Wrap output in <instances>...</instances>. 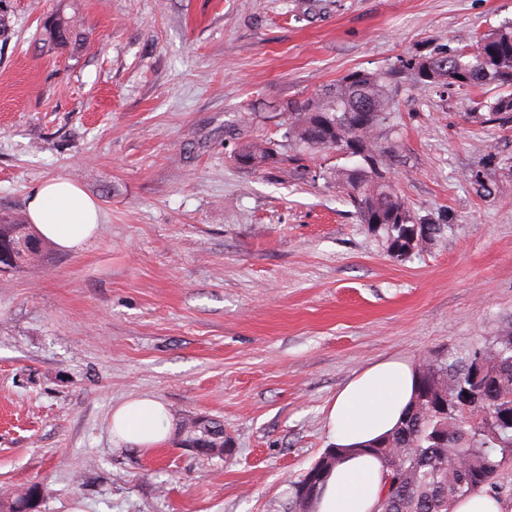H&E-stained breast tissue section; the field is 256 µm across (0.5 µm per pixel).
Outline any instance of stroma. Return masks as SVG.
<instances>
[{"instance_id": "35a3bbf8", "label": "stroma", "mask_w": 512, "mask_h": 512, "mask_svg": "<svg viewBox=\"0 0 512 512\" xmlns=\"http://www.w3.org/2000/svg\"><path fill=\"white\" fill-rule=\"evenodd\" d=\"M58 13L85 42L47 43ZM507 21L512 0H0V214L27 220L55 177L103 213L81 251L0 272V492L39 486L37 512H292L357 372L512 329V124L473 107L503 88L393 84L374 150L442 227L401 260L334 180L356 158L244 167L229 135L280 138L286 103ZM142 396L176 426L221 421L234 454L114 439Z\"/></svg>"}]
</instances>
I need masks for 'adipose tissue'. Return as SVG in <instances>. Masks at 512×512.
Returning a JSON list of instances; mask_svg holds the SVG:
<instances>
[{"instance_id":"ef3b65f1","label":"adipose tissue","mask_w":512,"mask_h":512,"mask_svg":"<svg viewBox=\"0 0 512 512\" xmlns=\"http://www.w3.org/2000/svg\"><path fill=\"white\" fill-rule=\"evenodd\" d=\"M27 213L39 238L67 252L81 250L103 220L97 202L65 178L35 184ZM417 376L407 360L386 358L361 370L331 401L327 431L332 445L343 453L319 488L316 512H374L383 472L367 448L399 425L412 403ZM111 424L121 440L145 449L156 447L171 430L165 406L151 397L115 407Z\"/></svg>"}]
</instances>
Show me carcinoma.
<instances>
[{"mask_svg": "<svg viewBox=\"0 0 512 512\" xmlns=\"http://www.w3.org/2000/svg\"><path fill=\"white\" fill-rule=\"evenodd\" d=\"M66 38H56L45 27L47 40L66 45L82 39L83 31L62 16ZM402 67L417 68L423 76L416 86L497 84L512 88V25L482 35L467 47L442 57L420 56L403 61ZM382 77L355 71L334 85L318 90L302 102L287 107L284 137L300 152L336 148L358 150L376 162L336 171L349 204L361 223L379 224L372 231L382 235L388 252H403L409 236L417 232L413 249L421 251L440 230L438 224L412 221L410 208L397 186L376 180L387 171L371 151L372 139L391 111L392 95ZM475 108L488 109V120L512 122V93L492 102L478 100ZM272 139L255 138L241 145L236 160L247 166L284 162ZM0 247L11 251L9 269L29 265L42 255L43 244L27 225L0 216ZM418 391L401 424L370 448L383 465L384 476L396 474L400 486L383 492L377 512H450L460 497L491 483L500 466L498 453L512 451V330L499 333L466 357H425L418 364ZM224 426L212 419L192 433L190 442L220 443ZM39 487L33 485L6 506L7 512L34 508Z\"/></svg>", "mask_w": 512, "mask_h": 512, "instance_id": "1", "label": "carcinoma"}]
</instances>
